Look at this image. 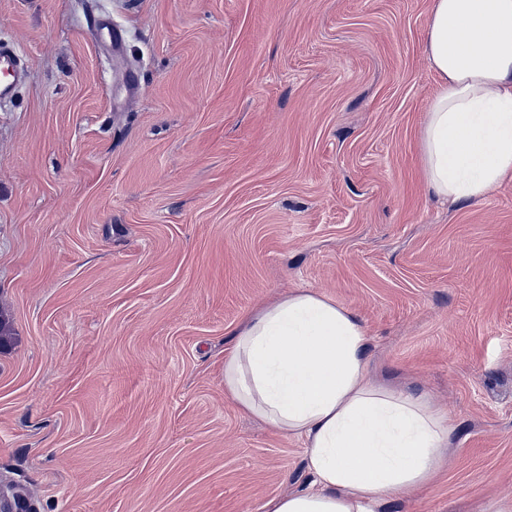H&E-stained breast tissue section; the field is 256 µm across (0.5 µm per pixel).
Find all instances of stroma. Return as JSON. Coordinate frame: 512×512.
<instances>
[{
  "label": "stroma",
  "instance_id": "obj_1",
  "mask_svg": "<svg viewBox=\"0 0 512 512\" xmlns=\"http://www.w3.org/2000/svg\"><path fill=\"white\" fill-rule=\"evenodd\" d=\"M430 8L0 0L26 64L0 103L1 487L35 512H265L307 486L302 440L224 391L236 326L307 289L454 428L383 512L512 504V180L454 208L426 186Z\"/></svg>",
  "mask_w": 512,
  "mask_h": 512
}]
</instances>
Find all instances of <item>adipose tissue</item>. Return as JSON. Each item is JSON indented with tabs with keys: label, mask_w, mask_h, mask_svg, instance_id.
<instances>
[{
	"label": "adipose tissue",
	"mask_w": 512,
	"mask_h": 512,
	"mask_svg": "<svg viewBox=\"0 0 512 512\" xmlns=\"http://www.w3.org/2000/svg\"><path fill=\"white\" fill-rule=\"evenodd\" d=\"M425 54L439 76L421 132L430 191L456 206L512 179V0H432ZM358 318L302 290L253 311L224 357V390L269 427L304 438L308 489L265 512H380L429 484L450 442L427 401L375 384Z\"/></svg>",
	"instance_id": "adipose-tissue-1"
}]
</instances>
